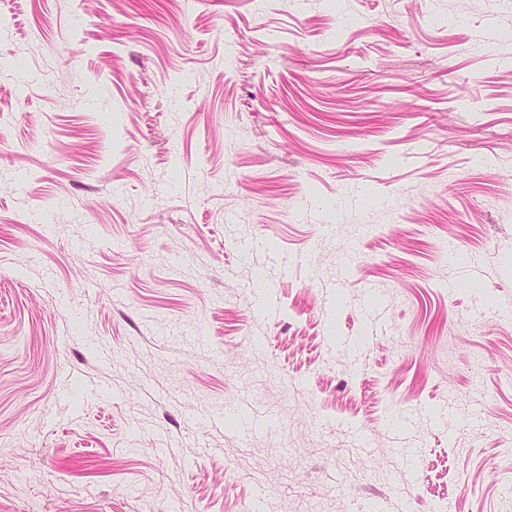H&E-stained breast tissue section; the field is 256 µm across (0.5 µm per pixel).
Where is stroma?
I'll return each mask as SVG.
<instances>
[{"mask_svg": "<svg viewBox=\"0 0 512 512\" xmlns=\"http://www.w3.org/2000/svg\"><path fill=\"white\" fill-rule=\"evenodd\" d=\"M259 491L512 512V0H0V512Z\"/></svg>", "mask_w": 512, "mask_h": 512, "instance_id": "1", "label": "stroma"}]
</instances>
